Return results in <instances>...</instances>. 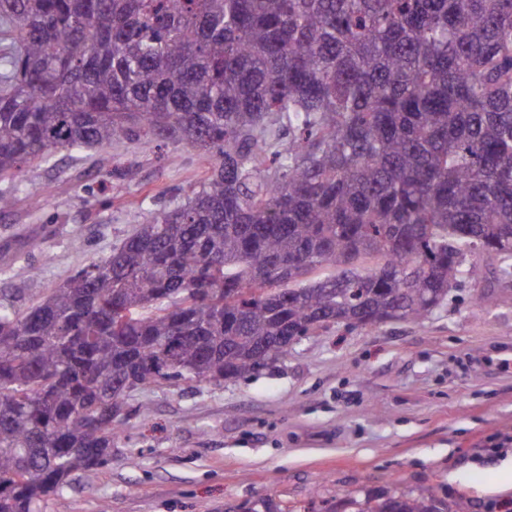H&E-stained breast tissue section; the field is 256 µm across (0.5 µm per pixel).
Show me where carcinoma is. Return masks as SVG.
Returning <instances> with one entry per match:
<instances>
[{"mask_svg":"<svg viewBox=\"0 0 512 512\" xmlns=\"http://www.w3.org/2000/svg\"><path fill=\"white\" fill-rule=\"evenodd\" d=\"M129 140L214 160L106 259L0 304V512L112 460L131 393L512 279V0H0V210ZM357 512H445L432 488Z\"/></svg>","mask_w":512,"mask_h":512,"instance_id":"cac0c4a2","label":"carcinoma"}]
</instances>
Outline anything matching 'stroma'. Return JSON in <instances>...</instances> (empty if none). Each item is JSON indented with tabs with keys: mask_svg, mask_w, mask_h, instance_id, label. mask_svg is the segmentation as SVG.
<instances>
[{
	"mask_svg": "<svg viewBox=\"0 0 512 512\" xmlns=\"http://www.w3.org/2000/svg\"><path fill=\"white\" fill-rule=\"evenodd\" d=\"M209 156L140 143L62 152L24 172L41 207L0 211V302L31 305L180 204ZM39 268L30 277V268ZM512 282L485 274L420 322L338 326L274 368L136 391L93 483L53 512H345L346 498L433 486L466 512H512Z\"/></svg>",
	"mask_w": 512,
	"mask_h": 512,
	"instance_id": "stroma-1",
	"label": "stroma"
}]
</instances>
